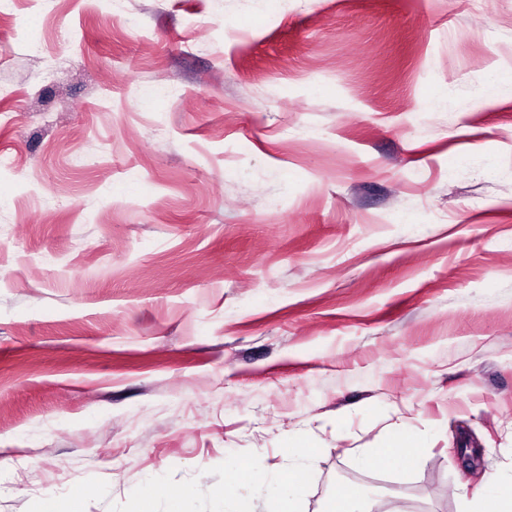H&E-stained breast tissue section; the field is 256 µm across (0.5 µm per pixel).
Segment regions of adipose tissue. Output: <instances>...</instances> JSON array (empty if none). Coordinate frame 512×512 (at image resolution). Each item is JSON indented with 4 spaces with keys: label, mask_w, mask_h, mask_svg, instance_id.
Segmentation results:
<instances>
[{
    "label": "adipose tissue",
    "mask_w": 512,
    "mask_h": 512,
    "mask_svg": "<svg viewBox=\"0 0 512 512\" xmlns=\"http://www.w3.org/2000/svg\"><path fill=\"white\" fill-rule=\"evenodd\" d=\"M224 476L229 482L263 486L271 512H297L302 498V484L297 475H271L256 463L228 455L224 458Z\"/></svg>",
    "instance_id": "ef3b65f1"
}]
</instances>
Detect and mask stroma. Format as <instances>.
Instances as JSON below:
<instances>
[{
	"instance_id": "stroma-1",
	"label": "stroma",
	"mask_w": 512,
	"mask_h": 512,
	"mask_svg": "<svg viewBox=\"0 0 512 512\" xmlns=\"http://www.w3.org/2000/svg\"><path fill=\"white\" fill-rule=\"evenodd\" d=\"M0 153V512L512 483V0H0ZM419 442L407 435L398 436L393 444L383 448H369L360 452L356 457V463L361 468L386 466L394 457L398 448H416ZM224 476L225 481L263 486L272 509L267 512H298L303 493L302 484L295 474L270 475L254 462L228 455L224 458Z\"/></svg>"
}]
</instances>
